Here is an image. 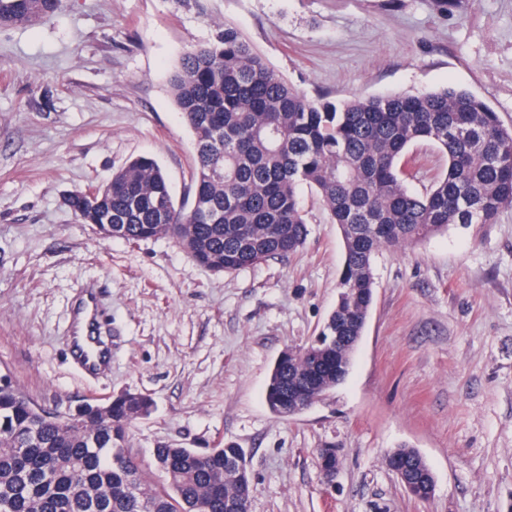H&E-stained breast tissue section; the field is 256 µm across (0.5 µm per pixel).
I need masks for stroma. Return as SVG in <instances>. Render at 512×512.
<instances>
[{"mask_svg": "<svg viewBox=\"0 0 512 512\" xmlns=\"http://www.w3.org/2000/svg\"><path fill=\"white\" fill-rule=\"evenodd\" d=\"M235 26L307 96L444 88L483 98L512 126V0H59L0 27V376L37 408L146 393L132 442L243 448L251 512H512V207L373 261L376 282L346 381L288 418L265 402L271 369L336 304L343 242L302 191L309 235L285 259L234 273L170 237L102 238L67 194L155 157L191 197L193 136L170 77ZM93 283L112 323V367L73 365L65 328ZM336 444L333 480L317 450ZM415 449L435 478L410 496L385 455Z\"/></svg>", "mask_w": 512, "mask_h": 512, "instance_id": "stroma-1", "label": "stroma"}]
</instances>
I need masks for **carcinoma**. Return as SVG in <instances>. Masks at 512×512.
I'll return each mask as SVG.
<instances>
[{"instance_id":"1","label":"carcinoma","mask_w":512,"mask_h":512,"mask_svg":"<svg viewBox=\"0 0 512 512\" xmlns=\"http://www.w3.org/2000/svg\"><path fill=\"white\" fill-rule=\"evenodd\" d=\"M57 0H0V26H28L54 13ZM192 131V204L175 203L166 174L138 156L67 205L105 239L175 238L198 264L233 273L296 252L308 221L300 189L314 190L345 248L336 308L319 343L275 363L266 402L296 415L343 383L373 299V259L451 225L492 224L512 206V127L482 98L446 88L421 95L310 99L289 86L232 25L185 54L171 78ZM420 141L448 158L421 191L407 183L404 159ZM111 223H106V218ZM143 393L77 411L44 412L14 388L0 389V512H249L250 477L242 449L200 453L153 449L157 484L133 450L130 428L150 413ZM339 449H317L323 478L335 475ZM427 499L434 478L413 450L387 454Z\"/></svg>"}]
</instances>
